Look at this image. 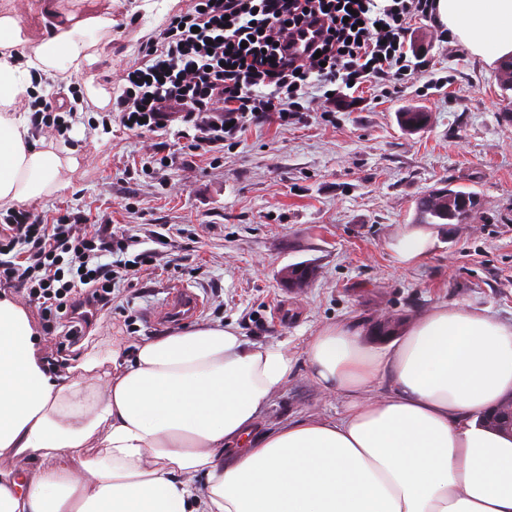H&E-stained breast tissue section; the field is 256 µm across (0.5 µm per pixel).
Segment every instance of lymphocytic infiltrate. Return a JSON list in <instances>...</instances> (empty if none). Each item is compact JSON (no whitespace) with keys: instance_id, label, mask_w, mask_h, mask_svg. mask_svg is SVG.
<instances>
[{"instance_id":"obj_1","label":"lymphocytic infiltrate","mask_w":512,"mask_h":512,"mask_svg":"<svg viewBox=\"0 0 512 512\" xmlns=\"http://www.w3.org/2000/svg\"><path fill=\"white\" fill-rule=\"evenodd\" d=\"M433 13L434 0H194L142 47L112 119L137 134L174 130L197 151L253 124L294 123L306 102L336 112L354 101L353 87L387 93L395 76L414 71L409 24ZM312 25L310 55L290 57L284 34ZM141 243L79 215L50 222L11 210L0 219V285L19 286L44 331L71 319L73 345L83 304L111 309L113 281L155 265L157 251Z\"/></svg>"}]
</instances>
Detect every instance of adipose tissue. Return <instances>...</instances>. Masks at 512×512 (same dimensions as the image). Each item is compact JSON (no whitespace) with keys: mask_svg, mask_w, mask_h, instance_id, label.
I'll return each instance as SVG.
<instances>
[{"mask_svg":"<svg viewBox=\"0 0 512 512\" xmlns=\"http://www.w3.org/2000/svg\"><path fill=\"white\" fill-rule=\"evenodd\" d=\"M435 8L477 60H512V0ZM50 17V35L33 39L19 14L0 15V207L61 189L75 158L47 149L17 107L38 99L42 75L90 63L93 33L112 25ZM307 356L342 414L259 434L292 369L282 345L209 322L64 373L27 310L0 293V512H512V436L476 423L512 394V323L441 304L392 347L342 322L313 336ZM106 366L113 376L98 384ZM383 377L388 394L370 396ZM19 455L37 467L15 471Z\"/></svg>","mask_w":512,"mask_h":512,"instance_id":"ef3b65f1","label":"adipose tissue"}]
</instances>
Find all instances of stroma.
I'll use <instances>...</instances> for the list:
<instances>
[{
    "label": "stroma",
    "mask_w": 512,
    "mask_h": 512,
    "mask_svg": "<svg viewBox=\"0 0 512 512\" xmlns=\"http://www.w3.org/2000/svg\"><path fill=\"white\" fill-rule=\"evenodd\" d=\"M190 3L59 0L78 14L111 6L112 41L93 64L41 87H71L82 110L67 136L42 129L55 151L72 149L77 165L62 172L64 189L32 209L102 218L143 237L157 224L174 233L156 266L116 282L111 312L77 346L42 334L53 368L114 346L130 354L174 332L150 317L172 288L188 287L203 300L199 321L231 323L248 341L287 348L292 373L262 416L265 431L342 411L343 398L312 379L306 357L325 325L367 331L383 317L408 324L441 303L512 322V86L501 68L476 61L438 21L420 17L411 40L425 69L395 95L367 88L343 111L255 127L207 153L115 124L89 138L90 124L115 110L113 91L140 65L141 46ZM91 87L103 90V105L88 99ZM401 112L426 113L428 122L404 129ZM163 156L171 164L160 165ZM444 187L475 193L477 213L442 225L425 258L400 264L391 245L414 224L417 199ZM298 262L312 278L292 291L282 272Z\"/></svg>",
    "instance_id": "obj_1"
}]
</instances>
